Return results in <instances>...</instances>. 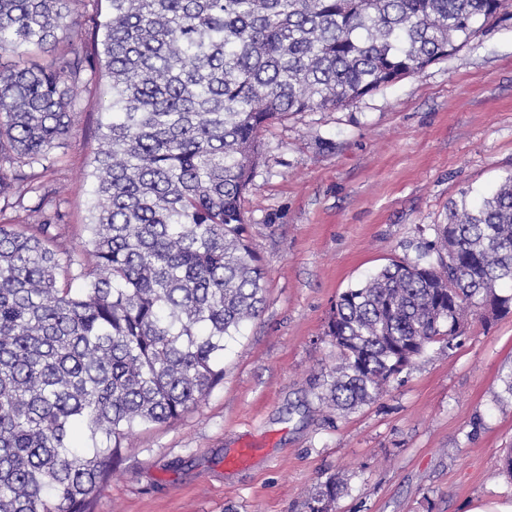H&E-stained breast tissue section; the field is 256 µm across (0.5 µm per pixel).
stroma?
<instances>
[{"mask_svg": "<svg viewBox=\"0 0 512 512\" xmlns=\"http://www.w3.org/2000/svg\"><path fill=\"white\" fill-rule=\"evenodd\" d=\"M110 83H78L70 136L39 175L64 214L61 256L91 237L90 162ZM242 208L267 302L224 350V379L175 421L135 427L91 512H468L512 503V313L469 318L454 353L428 348L374 402L341 415L317 397L336 364L324 335L347 288L412 258L460 192L512 172V8L466 46L350 105L291 114L261 136ZM257 453L231 470L242 443Z\"/></svg>", "mask_w": 512, "mask_h": 512, "instance_id": "35a3bbf8", "label": "stroma"}]
</instances>
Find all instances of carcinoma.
Listing matches in <instances>:
<instances>
[{
  "instance_id": "cac0c4a2",
  "label": "carcinoma",
  "mask_w": 512,
  "mask_h": 512,
  "mask_svg": "<svg viewBox=\"0 0 512 512\" xmlns=\"http://www.w3.org/2000/svg\"><path fill=\"white\" fill-rule=\"evenodd\" d=\"M75 0H0V59L78 33ZM94 50L0 65V512H90L137 425L180 418L224 380L226 338L265 302L243 194L262 131L347 106L459 50L504 0H106ZM104 70L89 173L91 249L66 263L58 205L33 174L71 132L72 87ZM416 257L343 291L319 399L374 401L468 316L512 312V172L463 191ZM496 398L512 400V365ZM336 485L310 512H333Z\"/></svg>"
}]
</instances>
